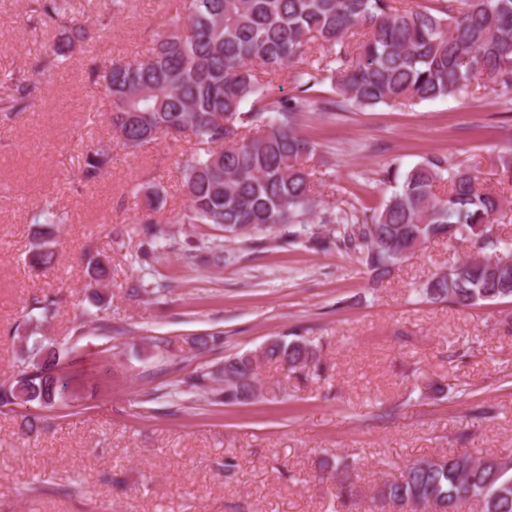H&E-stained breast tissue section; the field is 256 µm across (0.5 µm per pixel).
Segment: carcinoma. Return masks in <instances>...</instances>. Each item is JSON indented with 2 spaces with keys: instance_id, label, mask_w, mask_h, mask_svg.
I'll list each match as a JSON object with an SVG mask.
<instances>
[{
  "instance_id": "obj_1",
  "label": "carcinoma",
  "mask_w": 512,
  "mask_h": 512,
  "mask_svg": "<svg viewBox=\"0 0 512 512\" xmlns=\"http://www.w3.org/2000/svg\"><path fill=\"white\" fill-rule=\"evenodd\" d=\"M31 11L62 30V38L39 61L50 70L89 40L85 24L73 17L72 0H30ZM303 64L295 94L273 98L271 79L284 68ZM88 78L111 99V124L124 146L136 152L168 136H192L202 152L182 166L185 205L180 224H208L231 235L242 228L260 235L274 231L287 245L298 241L356 256L379 287L420 241L446 239L473 243L479 250L512 253V239L491 234L504 216L501 196L481 188L468 168L431 156L402 173L387 171L395 183L378 207L317 209L305 161L316 145L299 131L307 92L330 81L339 100L323 110L413 106L456 96L472 86L512 93V0H438L436 7L412 8L400 0H179L164 29L153 33L145 58L88 64ZM12 93L0 112L31 106L32 83L25 74L10 77ZM110 149L101 146L83 158V177L92 181L108 167ZM448 190L440 193L437 186ZM162 188H145L140 254L153 259L172 247L158 227ZM49 204L31 217L33 224H61ZM330 224L328 232L322 225ZM32 265L53 264V241L37 236ZM419 285L417 295L432 304L474 307L512 299V258L492 264L472 260L449 266ZM88 273L99 282L108 275L95 254ZM130 296L160 302L168 288L139 276ZM56 301L34 299L24 335L19 337L23 369L0 383V408L35 403L52 408L69 397L68 368L78 344L61 352L36 336L51 319ZM176 349L158 336L130 349L157 372L179 373L164 391L153 387L145 398H169L178 405L199 393L217 405H244L263 397L262 363L280 366L300 382L323 370L322 348L304 336H278L256 351L227 356L219 364L186 371L189 358L224 347V333H204ZM335 471L337 497L353 495L347 464H325ZM378 498L394 506L428 512L444 504L458 510L475 502L480 512H512V459L467 454L443 455L425 467L414 461L400 478L378 486Z\"/></svg>"
}]
</instances>
